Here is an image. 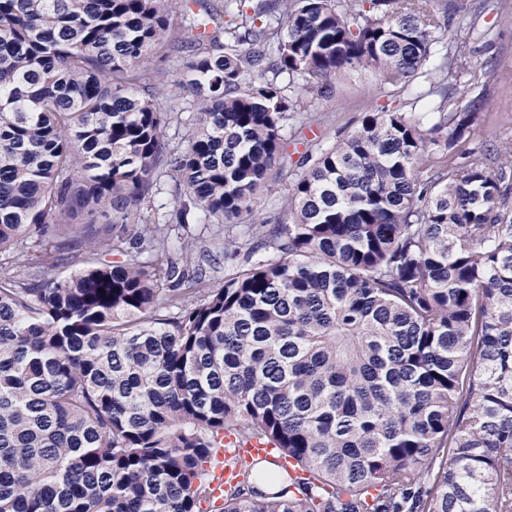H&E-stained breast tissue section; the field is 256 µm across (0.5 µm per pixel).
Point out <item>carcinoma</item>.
Here are the masks:
<instances>
[{"mask_svg": "<svg viewBox=\"0 0 512 512\" xmlns=\"http://www.w3.org/2000/svg\"><path fill=\"white\" fill-rule=\"evenodd\" d=\"M445 0H0V512H199L221 436L276 448L224 512H512V149L434 167L486 101L368 112L291 163L299 97L409 86ZM472 35L452 32L455 77ZM168 45L189 108L151 67ZM176 122L187 135L164 140ZM183 223L243 232L158 259ZM139 255L106 259L96 225ZM35 238L23 264L11 250ZM81 248L85 267L45 271ZM238 260L224 282L189 289ZM278 171H276L277 173ZM291 171L288 165V169L280 174H275L271 182L269 190H265L258 200L259 209L266 214V216H273L279 214L282 216L281 203L282 197L286 195L288 189L289 180H291ZM275 179V180H274ZM79 252L73 249L51 251L46 261V270L63 275L73 274L81 268Z\"/></svg>", "mask_w": 512, "mask_h": 512, "instance_id": "obj_1", "label": "carcinoma"}]
</instances>
